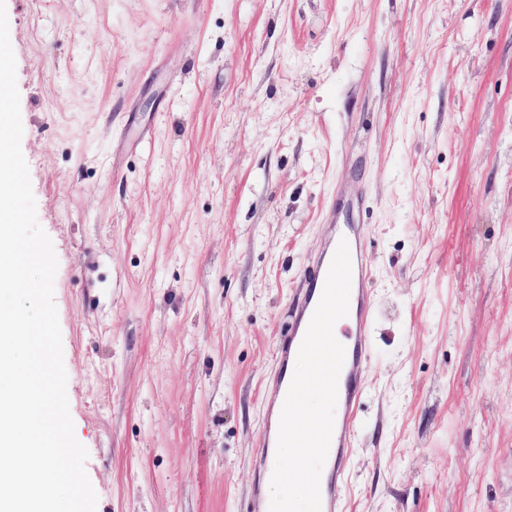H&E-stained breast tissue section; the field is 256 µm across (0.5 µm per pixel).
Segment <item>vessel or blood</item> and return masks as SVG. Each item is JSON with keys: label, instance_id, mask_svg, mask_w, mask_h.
I'll return each instance as SVG.
<instances>
[{"label": "vessel or blood", "instance_id": "obj_1", "mask_svg": "<svg viewBox=\"0 0 512 512\" xmlns=\"http://www.w3.org/2000/svg\"><path fill=\"white\" fill-rule=\"evenodd\" d=\"M343 239L347 240L351 254L352 282L346 316L350 325L347 332L349 344L345 348V360L338 379V399L331 443L321 473V512H339L338 491L345 476L351 434L362 397L358 380L364 372L362 358L367 348L370 303L366 288L367 271L358 244L359 232L354 225L331 232L317 264L305 274L309 292L301 303L289 332L279 342L277 356L282 370L266 394L265 436L258 452V481L264 484L270 481L274 469L280 414L293 377L291 368L296 363L300 345L321 299L336 248Z\"/></svg>", "mask_w": 512, "mask_h": 512}]
</instances>
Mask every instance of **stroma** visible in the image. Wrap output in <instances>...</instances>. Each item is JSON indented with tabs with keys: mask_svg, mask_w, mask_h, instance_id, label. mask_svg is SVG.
I'll return each mask as SVG.
<instances>
[{
	"mask_svg": "<svg viewBox=\"0 0 512 512\" xmlns=\"http://www.w3.org/2000/svg\"><path fill=\"white\" fill-rule=\"evenodd\" d=\"M97 512H260L329 229L371 316L345 512H512V0H5Z\"/></svg>",
	"mask_w": 512,
	"mask_h": 512,
	"instance_id": "obj_1",
	"label": "stroma"
}]
</instances>
